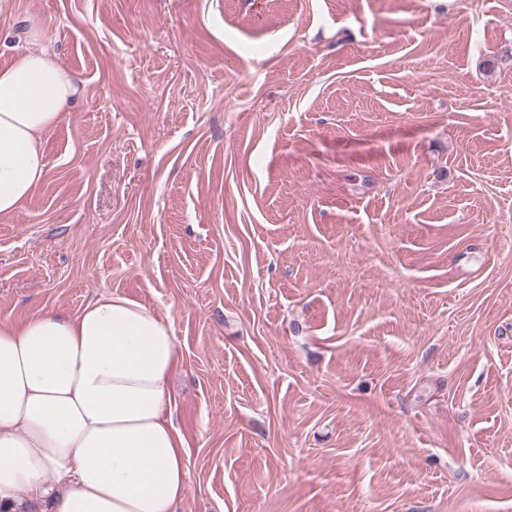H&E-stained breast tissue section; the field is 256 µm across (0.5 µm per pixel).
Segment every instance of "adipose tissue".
I'll return each instance as SVG.
<instances>
[{
    "label": "adipose tissue",
    "instance_id": "adipose-tissue-1",
    "mask_svg": "<svg viewBox=\"0 0 512 512\" xmlns=\"http://www.w3.org/2000/svg\"><path fill=\"white\" fill-rule=\"evenodd\" d=\"M31 33L0 69V216L46 177L45 135L81 83ZM180 364L173 324L121 295L71 316L47 309L0 323V503L8 512H177L189 459L170 380Z\"/></svg>",
    "mask_w": 512,
    "mask_h": 512
}]
</instances>
